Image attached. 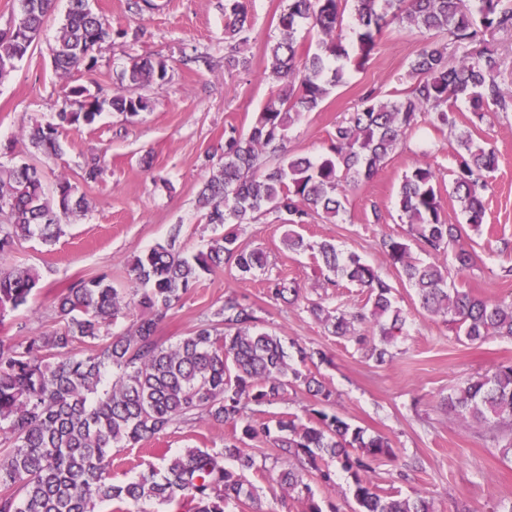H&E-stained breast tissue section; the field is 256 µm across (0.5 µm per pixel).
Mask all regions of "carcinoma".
I'll list each match as a JSON object with an SVG mask.
<instances>
[{
    "label": "carcinoma",
    "instance_id": "1",
    "mask_svg": "<svg viewBox=\"0 0 512 512\" xmlns=\"http://www.w3.org/2000/svg\"><path fill=\"white\" fill-rule=\"evenodd\" d=\"M22 32L0 30V78L30 54L36 36L55 12L56 0H15ZM58 28L53 65L68 74L91 69L93 52L112 37L107 17L89 0H68ZM353 24L343 35L341 0H288L280 15V36L268 47L269 72L281 84L276 95L243 132L224 127V163L207 179L198 200L206 222L224 228L203 248L187 255L180 246L182 226L174 225L165 243L134 257L129 275L134 287L112 286L106 272L82 276L55 298L63 326L42 336L15 342L0 336V512H143L137 505L157 502L165 512H225L228 503L256 500L247 472L256 461L245 452L246 439L264 436L282 462L277 483L305 505L323 512L304 476L312 473L326 487L336 485L337 463L354 480L356 512H434L426 498L413 500L385 493L367 477L383 457L394 456L387 439L327 412L331 392L316 373L291 363L285 340L263 331L252 307L234 294L211 317L175 343L165 346L159 324L205 274L228 265L240 280L268 268L261 249L238 243L237 226L260 216L284 213L290 226L284 243L294 252L312 253L325 267V287L340 282L366 291L363 307L331 308L311 302L306 311L366 347L377 363L392 357L390 346L403 334L406 318L395 305L393 287L373 266L336 245H312L294 230L318 218L329 222L345 210L348 193L372 179L417 124L430 112L440 127L456 130L458 146L453 194L465 224L448 223L442 188L432 165L419 162L403 175L398 194L399 219L431 261L412 257L399 238L381 241L392 264L415 289L421 310L449 319L472 343L512 338V302H492L448 282V249L457 271L476 264L468 244L486 221L487 176L498 167L493 144L473 137L476 123L457 128L455 107L468 103L481 120L487 112L512 111V96L501 86L503 62L491 44L497 33H512V0H351ZM416 32L423 43L409 64V84L395 99H383L369 86L353 110L336 123L324 152L316 157L286 150L295 118L320 107L331 90L346 83L350 68L362 69L390 26ZM317 33L313 44L297 42L303 27ZM251 24L244 0H224V68L250 70L240 54ZM461 54L454 57L448 47ZM169 80L166 60L133 57L121 73L125 87L109 98L68 88L76 112L56 113V122L33 127L28 138L47 156L61 151L63 130L90 126L104 107L133 118L148 110L140 90ZM86 207L62 175L47 189L42 170L28 161L0 164V255L19 239L52 244L70 216ZM32 268L0 266V328L26 306L37 288ZM268 296L293 303V280L265 279ZM135 315L118 336L108 328ZM378 329L379 341L362 333ZM305 389L316 399L309 422L286 416L275 427L253 420L254 408L282 397L287 389ZM448 411L486 428L501 454L512 455V362L461 380L446 399ZM208 419L230 422L239 435L218 451L189 448L168 455L133 480H112V450L157 440L179 424Z\"/></svg>",
    "mask_w": 512,
    "mask_h": 512
}]
</instances>
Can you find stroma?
<instances>
[{"instance_id": "35a3bbf8", "label": "stroma", "mask_w": 512, "mask_h": 512, "mask_svg": "<svg viewBox=\"0 0 512 512\" xmlns=\"http://www.w3.org/2000/svg\"><path fill=\"white\" fill-rule=\"evenodd\" d=\"M154 2L155 9L136 15L128 0H91L113 29L128 30L129 35L103 44L92 69L62 75L53 67L52 49L68 2L58 0L31 53L0 79V163H36L46 184L66 176L87 199L86 210L71 217L55 244L26 239L0 255V265L31 267L41 275L28 305L0 331L15 340L57 328L60 318L53 297L83 274L105 271L115 287H130V259L163 242L172 225H181L186 253L200 249L216 229L205 221L198 192L219 168L224 127L249 129L278 89L268 76L267 44L279 36L277 21L286 0H245L252 20L245 48L251 69L246 73L224 68V0ZM420 46L418 35L386 31L365 69L351 71L346 84L333 89L317 110L289 130L288 150L322 152L365 85H378L385 97H396L407 84L409 63ZM195 51L209 54L213 68L183 65L182 56ZM145 55L166 59L172 75L170 82L146 88L148 111L130 120L104 111L93 125L64 131L60 156L48 159L35 152L26 131L54 120L69 87L82 85L111 97L130 58ZM478 134L494 142L499 162L489 177L486 223L473 237L477 263L456 276L455 283L479 297L507 301L512 300V278L503 279L501 271L512 265V253L501 252L500 242L512 241V112L487 114ZM424 143L433 147L429 160L441 187L451 189L455 137L434 128L424 115L379 172L349 195L342 220L330 224L318 219L299 229L307 242L327 240L356 253L393 285L395 302L408 320L390 362L379 365L369 360L354 342L331 334L307 313L309 302L324 297L337 306H363L366 293L347 282L334 291L324 288L323 272L311 252H293L284 245L286 220L276 213L241 225L239 243L267 254L269 275L301 286L297 305L270 300L265 276L239 280L223 267L204 276L169 312L158 337L163 344L175 343L209 318L223 304L225 293H235L253 305L265 330L322 350L327 359L318 371L333 392L335 413L391 441L395 455L376 462L370 475L374 483L403 498L427 495L435 512H502L512 505V461L503 458L473 423L449 413L444 399L461 379L512 360V340L472 345L458 335L454 324L421 312L416 292L401 280L379 246L389 235L410 237L394 201L405 172L421 161L419 147ZM95 155L104 159L102 172L97 181L84 182L82 167ZM374 204L383 214L378 224L366 219ZM232 435V424L201 420L169 430L156 445L174 453L186 448L218 450ZM247 477L258 490V503L231 504L226 512H304L303 504L268 473L251 471Z\"/></svg>"}]
</instances>
